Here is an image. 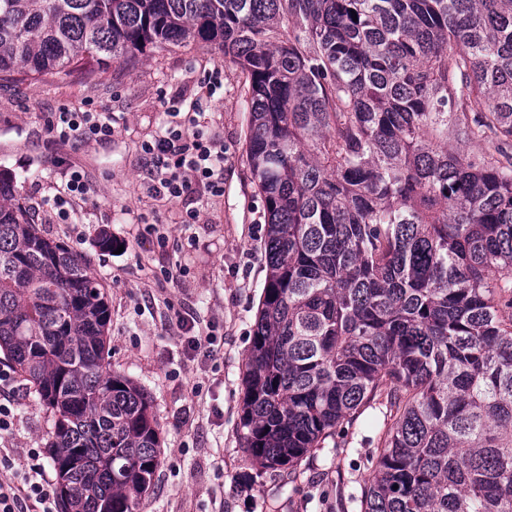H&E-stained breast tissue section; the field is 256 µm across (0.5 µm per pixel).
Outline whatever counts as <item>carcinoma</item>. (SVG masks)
<instances>
[{"label": "carcinoma", "mask_w": 512, "mask_h": 512, "mask_svg": "<svg viewBox=\"0 0 512 512\" xmlns=\"http://www.w3.org/2000/svg\"><path fill=\"white\" fill-rule=\"evenodd\" d=\"M191 43L245 76L265 203L249 458L290 470L382 398L363 512H512V0H0V80ZM109 323L0 173V350L52 415L60 512H138L160 465Z\"/></svg>", "instance_id": "cac0c4a2"}]
</instances>
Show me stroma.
Wrapping results in <instances>:
<instances>
[{"instance_id":"1","label":"stroma","mask_w":512,"mask_h":512,"mask_svg":"<svg viewBox=\"0 0 512 512\" xmlns=\"http://www.w3.org/2000/svg\"><path fill=\"white\" fill-rule=\"evenodd\" d=\"M218 72L208 91L205 78ZM240 70L214 47H165L134 62L112 63L104 74L0 81V169L14 178L16 196L41 234L81 254L104 287L111 321L107 359L150 395L161 426V464L139 512H361L360 490L382 447L384 417L368 407L343 422L324 447L311 449L293 473L255 467L241 439L243 370L265 286L264 203L247 161L249 102ZM182 111L206 104L212 136L224 143V195L200 207V221L177 224L186 204L150 197L143 142L162 127L166 102ZM107 109L119 116L106 141L46 147L45 118L63 109ZM87 175L93 201L72 222L37 208L61 180L56 158ZM165 224L167 242L137 224L138 214ZM112 239L111 249L99 244ZM184 267L178 281L167 272ZM217 321L214 352L188 359L178 315ZM16 418L0 448L12 468L28 470L29 449L51 443L52 420L33 388L18 382Z\"/></svg>"}]
</instances>
